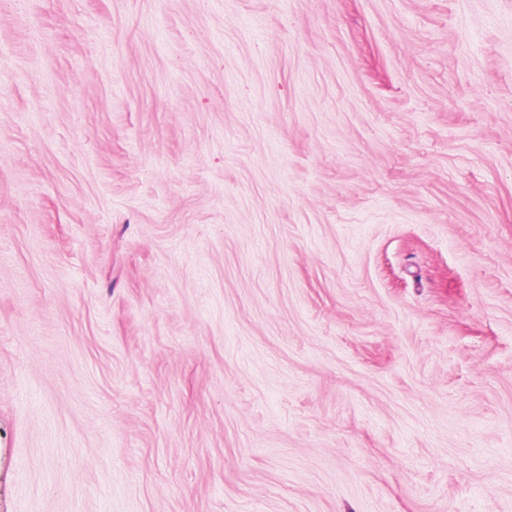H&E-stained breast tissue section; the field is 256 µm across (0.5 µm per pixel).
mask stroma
<instances>
[{"label": "stroma", "instance_id": "stroma-1", "mask_svg": "<svg viewBox=\"0 0 512 512\" xmlns=\"http://www.w3.org/2000/svg\"><path fill=\"white\" fill-rule=\"evenodd\" d=\"M0 512H512V0H0Z\"/></svg>", "mask_w": 512, "mask_h": 512}]
</instances>
